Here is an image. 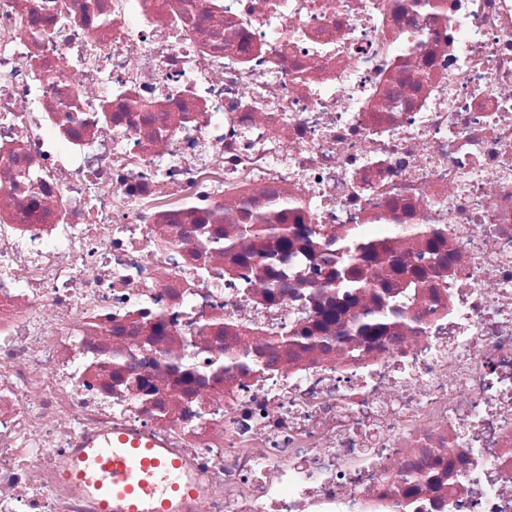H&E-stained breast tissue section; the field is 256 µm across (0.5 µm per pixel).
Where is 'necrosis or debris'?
Instances as JSON below:
<instances>
[{"mask_svg": "<svg viewBox=\"0 0 512 512\" xmlns=\"http://www.w3.org/2000/svg\"><path fill=\"white\" fill-rule=\"evenodd\" d=\"M120 433L186 512H512V0H0V512Z\"/></svg>", "mask_w": 512, "mask_h": 512, "instance_id": "necrosis-or-debris-1", "label": "necrosis or debris"}]
</instances>
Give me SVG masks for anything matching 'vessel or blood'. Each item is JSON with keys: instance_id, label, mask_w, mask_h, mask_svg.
Instances as JSON below:
<instances>
[{"instance_id": "b4317fda", "label": "vessel or blood", "mask_w": 512, "mask_h": 512, "mask_svg": "<svg viewBox=\"0 0 512 512\" xmlns=\"http://www.w3.org/2000/svg\"><path fill=\"white\" fill-rule=\"evenodd\" d=\"M159 471L177 473L178 464L157 445L120 435L80 450L67 474L86 484L96 512H178L181 503L198 496L196 485L179 480L170 495L145 500L143 483Z\"/></svg>"}]
</instances>
